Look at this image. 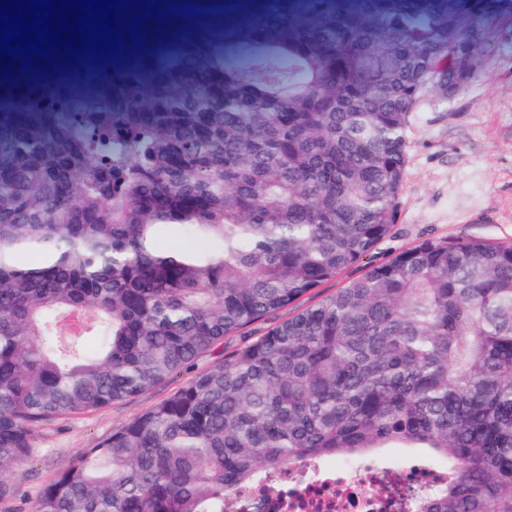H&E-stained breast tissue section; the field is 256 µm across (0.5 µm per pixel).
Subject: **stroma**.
Instances as JSON below:
<instances>
[{
	"label": "stroma",
	"mask_w": 512,
	"mask_h": 512,
	"mask_svg": "<svg viewBox=\"0 0 512 512\" xmlns=\"http://www.w3.org/2000/svg\"><path fill=\"white\" fill-rule=\"evenodd\" d=\"M475 37L482 61L461 90L450 96L427 92L411 115L399 219L372 251L371 262L426 239L471 237L512 245V15L482 21ZM292 314L289 308L276 312L224 337L187 370L142 394L38 429L0 512H33L41 489L82 452Z\"/></svg>",
	"instance_id": "obj_1"
}]
</instances>
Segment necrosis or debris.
I'll return each mask as SVG.
<instances>
[{"mask_svg": "<svg viewBox=\"0 0 512 512\" xmlns=\"http://www.w3.org/2000/svg\"><path fill=\"white\" fill-rule=\"evenodd\" d=\"M447 476V467H428L418 460L394 471L373 461L336 467L312 460L300 471L270 472L243 496L247 512H386L374 493L378 479H398L419 496Z\"/></svg>", "mask_w": 512, "mask_h": 512, "instance_id": "1", "label": "necrosis or debris"}]
</instances>
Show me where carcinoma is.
I'll return each mask as SVG.
<instances>
[{"instance_id":"1","label":"carcinoma","mask_w":512,"mask_h":512,"mask_svg":"<svg viewBox=\"0 0 512 512\" xmlns=\"http://www.w3.org/2000/svg\"><path fill=\"white\" fill-rule=\"evenodd\" d=\"M180 2L145 21L135 73L0 79V499L37 429L364 261L398 220L411 113L512 9L303 0L216 46ZM174 36L190 55L156 66ZM374 448L446 462L419 512H512V247L429 239L368 266L87 449L34 512H240L266 471Z\"/></svg>"}]
</instances>
